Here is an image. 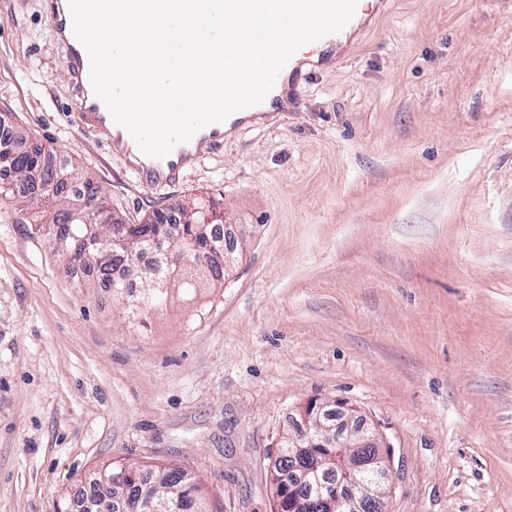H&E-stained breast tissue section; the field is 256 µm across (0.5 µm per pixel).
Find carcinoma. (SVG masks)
Segmentation results:
<instances>
[{
    "label": "carcinoma",
    "instance_id": "1",
    "mask_svg": "<svg viewBox=\"0 0 512 512\" xmlns=\"http://www.w3.org/2000/svg\"><path fill=\"white\" fill-rule=\"evenodd\" d=\"M26 181L37 189V195L24 199L15 193V184ZM13 199L24 208L25 223L38 225L57 248L79 263L96 279L111 283L112 294L127 302L130 309H147L158 305L174 283L188 284L194 280L215 287L224 280V251L215 248L213 218L220 213L200 202L187 208L176 202L181 219L180 231L172 234L165 224H133L129 229L125 261L135 263L141 254L152 253L153 270L146 277V288L136 297L129 295L124 283L111 277L114 263L110 239L112 224L94 227L93 238H86L91 215L108 210L98 186L82 176L71 160L55 161L52 152L38 146L21 149L17 144L0 146V199ZM197 244L213 252L206 264H179L174 254ZM293 452L284 437L279 443L280 465L271 472L278 510L287 512L288 490L308 505L302 512H332L323 497L328 491L312 488L314 476L302 478L288 470V455ZM110 483L92 484L97 495L112 496L111 512H142V502L152 495L161 504V512H198L196 505L201 484L192 473L177 467L139 463H114L105 468Z\"/></svg>",
    "mask_w": 512,
    "mask_h": 512
}]
</instances>
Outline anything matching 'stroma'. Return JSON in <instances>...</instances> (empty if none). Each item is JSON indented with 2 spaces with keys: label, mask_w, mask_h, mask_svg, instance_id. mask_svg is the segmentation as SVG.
I'll return each instance as SVG.
<instances>
[{
  "label": "stroma",
  "mask_w": 512,
  "mask_h": 512,
  "mask_svg": "<svg viewBox=\"0 0 512 512\" xmlns=\"http://www.w3.org/2000/svg\"><path fill=\"white\" fill-rule=\"evenodd\" d=\"M67 66L45 0H0V126L125 223L212 201L234 260L134 315L0 211V512H79L119 460L272 512L310 401L379 434L386 512H512V0H389L291 111L156 190L71 123Z\"/></svg>",
  "instance_id": "stroma-1"
}]
</instances>
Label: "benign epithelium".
I'll return each mask as SVG.
<instances>
[{
	"label": "benign epithelium",
	"mask_w": 512,
	"mask_h": 512,
	"mask_svg": "<svg viewBox=\"0 0 512 512\" xmlns=\"http://www.w3.org/2000/svg\"><path fill=\"white\" fill-rule=\"evenodd\" d=\"M322 406L308 404L299 410L305 427L291 438L294 453L288 466L299 467L304 457L316 459V466L336 474L330 507L338 512H366L375 503H382L390 489V476L385 464L379 438L375 431L362 427L349 436L336 433V449L323 452V435L331 427L321 421Z\"/></svg>",
	"instance_id": "benign-epithelium-1"
}]
</instances>
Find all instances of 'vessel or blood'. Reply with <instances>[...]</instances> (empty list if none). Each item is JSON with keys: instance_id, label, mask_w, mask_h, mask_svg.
I'll return each instance as SVG.
<instances>
[{"instance_id": "obj_1", "label": "vessel or blood", "mask_w": 512, "mask_h": 512, "mask_svg": "<svg viewBox=\"0 0 512 512\" xmlns=\"http://www.w3.org/2000/svg\"><path fill=\"white\" fill-rule=\"evenodd\" d=\"M45 9L47 19L58 39L68 46L71 53L69 77L77 97L76 125L78 129L103 131L112 151L131 158L130 168L138 177L141 186L156 189L177 183L187 164L201 158L204 151L223 146L227 127L237 128L247 124L249 115L244 112L233 120L232 124L218 122L200 129L190 140V150H174L162 158H153L138 152L137 144L131 134L124 127L115 124L107 107L93 91L90 81L89 56L73 33L68 0H46ZM322 43L325 52L319 63L305 65L291 60L278 74L274 87L279 91L277 104L281 111L286 112L291 109L296 100L298 86L307 82L311 74L316 72L318 65L334 62L335 35L330 34L323 37Z\"/></svg>"}]
</instances>
